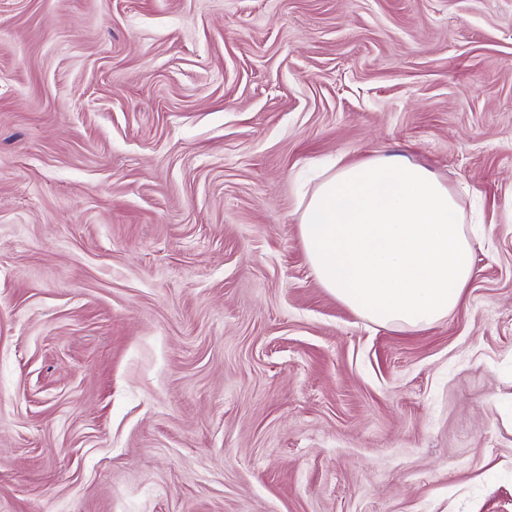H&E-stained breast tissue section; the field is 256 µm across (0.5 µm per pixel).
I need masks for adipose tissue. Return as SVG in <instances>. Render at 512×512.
I'll return each mask as SVG.
<instances>
[{
  "label": "adipose tissue",
  "mask_w": 512,
  "mask_h": 512,
  "mask_svg": "<svg viewBox=\"0 0 512 512\" xmlns=\"http://www.w3.org/2000/svg\"><path fill=\"white\" fill-rule=\"evenodd\" d=\"M299 230L321 286L381 325L430 326L459 305L475 275L454 195L402 155L323 177L302 203Z\"/></svg>",
  "instance_id": "1"
}]
</instances>
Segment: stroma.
I'll list each match as a JSON object with an SVG mask.
<instances>
[{
    "label": "stroma",
    "instance_id": "1",
    "mask_svg": "<svg viewBox=\"0 0 512 512\" xmlns=\"http://www.w3.org/2000/svg\"><path fill=\"white\" fill-rule=\"evenodd\" d=\"M390 154L474 235L422 330L300 238ZM0 512H512V0H0Z\"/></svg>",
    "mask_w": 512,
    "mask_h": 512
}]
</instances>
